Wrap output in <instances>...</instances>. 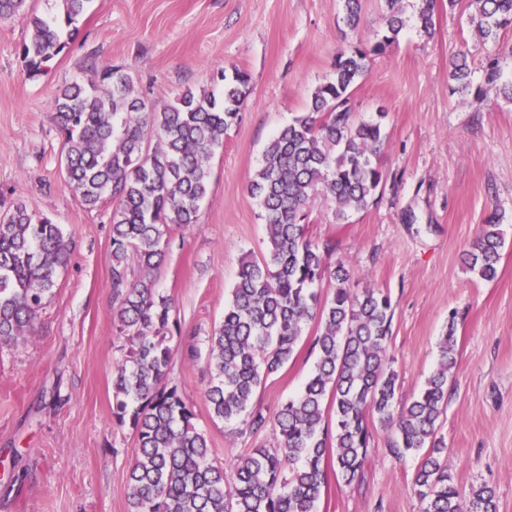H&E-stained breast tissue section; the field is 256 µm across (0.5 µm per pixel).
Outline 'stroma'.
Listing matches in <instances>:
<instances>
[{"mask_svg":"<svg viewBox=\"0 0 512 512\" xmlns=\"http://www.w3.org/2000/svg\"><path fill=\"white\" fill-rule=\"evenodd\" d=\"M384 7L362 0L354 33L342 0H91L78 35L33 78L20 52L30 36L26 18L0 23V211L24 202L76 244L30 337L0 349V512H127V470L138 448L132 429L112 417L113 364L129 351L113 323L112 207L86 209L64 184L51 109L58 89L88 77L92 60L125 66L161 105L188 88H216L219 74L237 68L249 76V94L211 161L198 222L174 231L157 273L179 326L169 338V380L225 464L279 443L273 429L213 421L204 396L206 340L224 316L241 258L265 250L248 184L269 139L305 110L337 55L374 41ZM419 7L405 0L409 23L398 43L372 56L352 95L356 119L386 114L378 157L386 181L344 223L315 205L308 235L335 239L352 288L390 295L400 400L435 370L456 313L458 362L438 435L456 484H488L499 512H512V103L492 90L482 100L452 93L455 55L467 52L479 87L486 53L465 4L439 0L429 35L414 22ZM493 211L505 238L498 275L475 281L459 256ZM315 330L308 325L307 339ZM307 339L257 389L254 406L274 413L300 389L315 362ZM389 437L373 428L352 485L338 482L325 459L315 512H421L412 488L417 460L391 455Z\"/></svg>","mask_w":512,"mask_h":512,"instance_id":"35a3bbf8","label":"stroma"}]
</instances>
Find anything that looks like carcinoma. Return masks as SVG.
Returning <instances> with one entry per match:
<instances>
[{
	"label": "carcinoma",
	"instance_id": "1",
	"mask_svg": "<svg viewBox=\"0 0 512 512\" xmlns=\"http://www.w3.org/2000/svg\"><path fill=\"white\" fill-rule=\"evenodd\" d=\"M61 2L59 18L37 13L32 0H0V22L18 16L29 22L21 52L32 77L62 52L90 0ZM343 2L344 21L355 31L361 0ZM421 2L417 24L429 35L436 0ZM469 2L468 20L492 54L498 32L512 27V0ZM405 27L402 0H385L376 41L369 47L359 41L336 58L306 111L266 144L249 182L267 246L261 256L242 260L223 320L208 336L204 394L213 420L240 421L252 433L271 427L280 443L252 448L225 465L211 457L194 411L169 384L167 339L177 322L171 300L157 288V271L172 232L198 221L210 162L244 104L249 77L237 69L230 79L221 76L218 95L188 88L160 106L123 67L93 63L89 78L64 85L54 97L66 185L89 210L112 202L115 336L130 345L113 366L112 416L129 424L139 443L127 475L128 512H314L327 482L326 452L333 454L336 477L352 484L364 469L375 422L393 435L392 455L422 453L412 482L422 512H498L487 484L467 493L455 484L437 437L457 364L456 314L448 316L438 367L418 395L400 402L388 351L389 294L350 288L349 270L333 260L335 240L313 241L307 234L316 203L338 224L380 192L384 174L377 158L386 113L376 122L358 121L350 101L368 58L385 53ZM452 79L455 93L481 97L473 91L466 54L455 57ZM484 81L512 103V79H502L497 63ZM499 222L491 214L462 256L466 270L486 281L496 277L504 245ZM74 252L61 225L25 204L0 214V346L31 335ZM324 280L331 286L325 295L315 289ZM312 321L313 370L296 395L264 414L253 405L257 388L294 359Z\"/></svg>",
	"mask_w": 512,
	"mask_h": 512
}]
</instances>
